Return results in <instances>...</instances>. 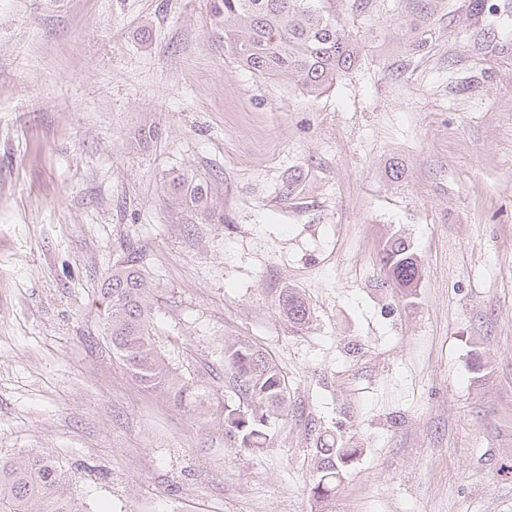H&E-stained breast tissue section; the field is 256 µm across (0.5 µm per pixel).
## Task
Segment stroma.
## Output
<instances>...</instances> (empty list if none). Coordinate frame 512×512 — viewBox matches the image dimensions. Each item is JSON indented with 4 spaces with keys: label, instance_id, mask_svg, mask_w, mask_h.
I'll use <instances>...</instances> for the list:
<instances>
[{
    "label": "stroma",
    "instance_id": "obj_1",
    "mask_svg": "<svg viewBox=\"0 0 512 512\" xmlns=\"http://www.w3.org/2000/svg\"><path fill=\"white\" fill-rule=\"evenodd\" d=\"M447 2L415 54L348 18L360 62L310 100L214 45L209 0H0V451L62 461L86 512H512V47L506 0ZM180 172L206 210L166 201ZM132 253L178 372L223 390L230 335L273 357L269 447L113 354L101 287ZM326 431L363 453L321 504ZM380 262L394 288L411 291L422 275V266L409 244L397 238L383 251ZM277 302L279 312L288 319L293 328L301 329L309 321L310 305L295 289H282Z\"/></svg>",
    "mask_w": 512,
    "mask_h": 512
}]
</instances>
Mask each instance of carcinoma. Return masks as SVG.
<instances>
[{"label": "carcinoma", "mask_w": 512, "mask_h": 512, "mask_svg": "<svg viewBox=\"0 0 512 512\" xmlns=\"http://www.w3.org/2000/svg\"><path fill=\"white\" fill-rule=\"evenodd\" d=\"M389 2L393 25L409 33L407 48L425 50L440 0H345L346 11L367 20L377 3ZM327 0H209L211 31L219 48L252 73L292 83L309 97L330 88L359 62L357 42ZM167 200L204 208L207 190L193 175L177 174L164 184ZM380 262L392 285L417 287L422 266L409 244L397 238ZM152 283L135 257L112 269L103 282L105 325L112 351L146 391L159 392L181 407L214 412L224 426V446L255 450L270 444L271 426L288 415V386L272 357L256 343L224 337V392L212 393L192 377L177 373L157 348L149 294ZM279 312L294 328L311 317L309 303L293 288L278 295ZM312 496L328 501L360 449L339 446L319 435ZM0 512H84L59 461L36 450L0 455Z\"/></svg>", "instance_id": "carcinoma-1"}]
</instances>
